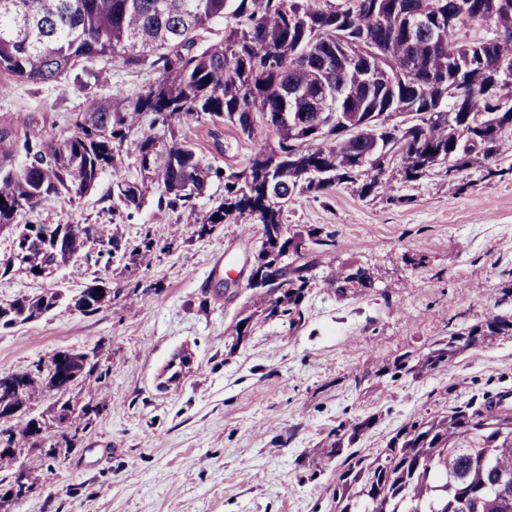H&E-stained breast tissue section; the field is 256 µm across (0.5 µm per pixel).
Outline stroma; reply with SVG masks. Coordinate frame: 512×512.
<instances>
[{"label": "stroma", "mask_w": 512, "mask_h": 512, "mask_svg": "<svg viewBox=\"0 0 512 512\" xmlns=\"http://www.w3.org/2000/svg\"><path fill=\"white\" fill-rule=\"evenodd\" d=\"M160 73L116 60L80 66L49 84L12 82L0 94V131L50 137L72 130L86 100L147 89ZM214 141L209 124L185 118L181 132L204 162L243 169L254 144L232 124ZM111 173L88 194L44 202L36 224H99L137 243L141 264L115 255L105 272L117 296L97 314L59 306L46 316L0 326V373H23L57 350H97L109 373L79 383L74 397L102 413L62 461L25 450L32 489L0 502V512H336L333 490L343 457L328 434L367 418L352 445L363 456L386 447L407 422L512 395V339L469 350L416 377L397 360L426 354L449 330L482 324L495 306L512 308V177L488 179L474 166L448 175L395 180L359 196L342 184L304 193L285 210L288 225L322 227L335 245L319 256L295 324H255L233 346L230 333L251 296L246 262L259 225H218L198 237L179 214L148 201L112 211ZM222 261L226 284L209 290ZM358 265L373 290L339 296L331 268ZM95 276L71 265L43 278L22 270L0 277V303L51 288L78 290ZM147 295L130 302L135 282ZM190 353L191 367L167 384L165 368Z\"/></svg>", "instance_id": "stroma-1"}]
</instances>
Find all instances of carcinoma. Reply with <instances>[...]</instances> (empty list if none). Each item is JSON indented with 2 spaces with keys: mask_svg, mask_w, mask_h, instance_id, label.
<instances>
[{
  "mask_svg": "<svg viewBox=\"0 0 512 512\" xmlns=\"http://www.w3.org/2000/svg\"><path fill=\"white\" fill-rule=\"evenodd\" d=\"M421 8L441 34L407 32L403 12ZM218 19L226 21L224 40L193 51L199 31ZM116 58L148 61L161 76L143 92L88 102L69 135L34 142L25 133L29 162L0 173V227L41 202L84 195L109 169L116 210L140 209L155 185L158 206L186 214L199 237L220 224L261 225L253 252L261 278L234 326L236 347L255 320L296 321L311 257L335 245L319 227L284 224L294 196L357 182L359 195L369 197L385 187L387 174L409 182L474 165L489 177L504 173L498 156L512 137V0H0V93L8 79L48 83ZM146 115L149 131L129 140ZM188 115L210 123L216 139L228 122L256 140L247 165L224 175V199L204 215L195 199L220 171L176 133ZM129 153L139 181L119 175ZM17 240L28 244V256L1 261L0 276L18 266L39 277L89 243L109 256L121 251L135 265L153 245L106 238L97 224L90 234L86 224L28 223ZM326 281L341 294L365 292L375 276L338 269ZM111 294L108 280L96 276L69 306L92 315ZM62 299L58 290L18 297L3 305L0 324L37 319ZM503 336H512V312L453 330L422 357L402 356L399 367L421 374ZM48 363L37 380L10 373L0 381L10 379L31 401L40 390L64 393L108 374L87 351L58 350ZM189 363L187 354L171 361L167 382L178 381ZM372 423L336 430L329 454H341ZM45 427L21 413L7 429V445L40 446ZM334 499L336 512H512V409L489 400L408 422L374 458L350 459Z\"/></svg>",
  "mask_w": 512,
  "mask_h": 512,
  "instance_id": "cac0c4a2",
  "label": "carcinoma"
}]
</instances>
